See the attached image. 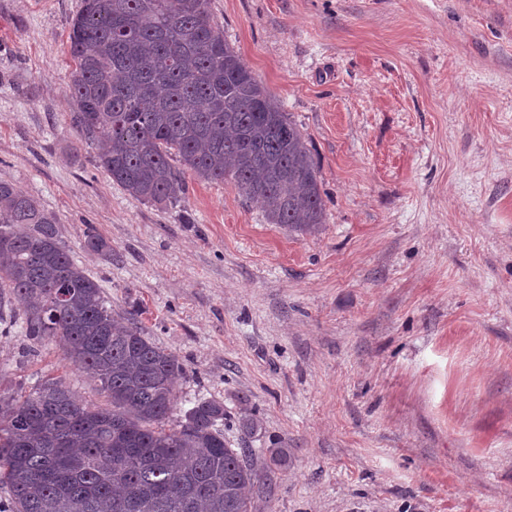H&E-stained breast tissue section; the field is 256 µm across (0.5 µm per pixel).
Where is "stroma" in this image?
I'll return each mask as SVG.
<instances>
[{
    "label": "stroma",
    "instance_id": "stroma-1",
    "mask_svg": "<svg viewBox=\"0 0 512 512\" xmlns=\"http://www.w3.org/2000/svg\"><path fill=\"white\" fill-rule=\"evenodd\" d=\"M81 8L0 0V180L57 215L114 318L178 355L177 410L221 400L233 447L287 449L257 512H512V0H210L308 139L312 232L229 181L165 207L97 169L67 92ZM48 375L107 402L0 330V385Z\"/></svg>",
    "mask_w": 512,
    "mask_h": 512
}]
</instances>
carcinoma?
<instances>
[{
	"label": "carcinoma",
	"instance_id": "obj_1",
	"mask_svg": "<svg viewBox=\"0 0 512 512\" xmlns=\"http://www.w3.org/2000/svg\"><path fill=\"white\" fill-rule=\"evenodd\" d=\"M69 41L73 127L128 193L176 205L189 172L231 180L271 224L326 223L305 134L226 42L209 0H82ZM86 247L112 256L92 227ZM15 303L25 335L57 344L110 406L56 378L0 389V512H255L246 488L285 469L288 450L255 465L224 437L216 399L174 417L180 359L134 318L115 321L55 215L0 181V312ZM238 426L262 431L248 408Z\"/></svg>",
	"mask_w": 512,
	"mask_h": 512
}]
</instances>
